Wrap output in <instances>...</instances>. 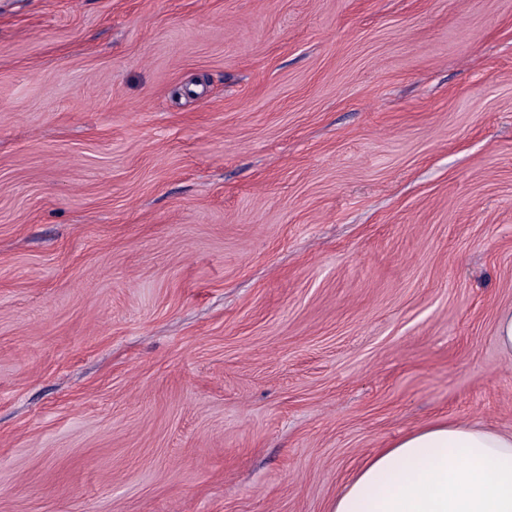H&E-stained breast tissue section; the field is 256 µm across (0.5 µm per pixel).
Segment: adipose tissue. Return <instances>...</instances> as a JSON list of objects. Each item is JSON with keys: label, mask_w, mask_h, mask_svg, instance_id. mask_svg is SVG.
<instances>
[{"label": "adipose tissue", "mask_w": 512, "mask_h": 512, "mask_svg": "<svg viewBox=\"0 0 512 512\" xmlns=\"http://www.w3.org/2000/svg\"><path fill=\"white\" fill-rule=\"evenodd\" d=\"M328 512H512V432L425 424L371 455Z\"/></svg>", "instance_id": "1"}]
</instances>
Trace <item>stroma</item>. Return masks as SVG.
<instances>
[{
	"instance_id": "obj_1",
	"label": "stroma",
	"mask_w": 512,
	"mask_h": 512,
	"mask_svg": "<svg viewBox=\"0 0 512 512\" xmlns=\"http://www.w3.org/2000/svg\"><path fill=\"white\" fill-rule=\"evenodd\" d=\"M510 308L512 0H0V512H327Z\"/></svg>"
}]
</instances>
